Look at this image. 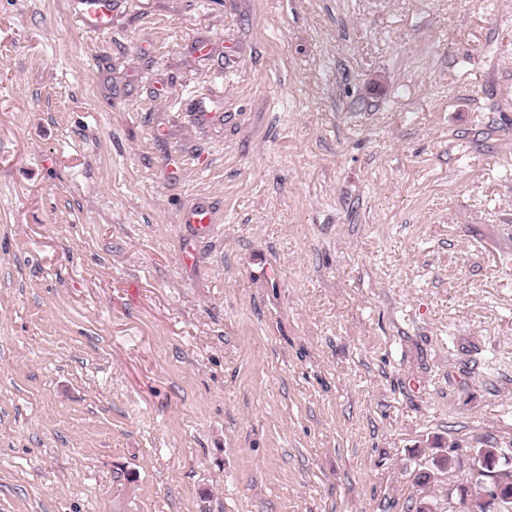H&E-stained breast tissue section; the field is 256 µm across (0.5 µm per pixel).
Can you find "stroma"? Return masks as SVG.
<instances>
[{
	"label": "stroma",
	"mask_w": 512,
	"mask_h": 512,
	"mask_svg": "<svg viewBox=\"0 0 512 512\" xmlns=\"http://www.w3.org/2000/svg\"><path fill=\"white\" fill-rule=\"evenodd\" d=\"M113 2L0 0V512H460L512 455V0ZM75 16L83 27L106 29L112 19V0H74ZM183 223L190 224L200 238H207L214 232L215 211L210 202L197 201L189 205L182 214ZM475 451L478 454V466L482 469V471L480 472L479 476L473 480L469 469L465 478L468 486L457 487V490L460 491V499L461 493L465 494L469 491L470 495L474 496V501L476 502V508L478 511L472 512H486L482 505L477 502L480 490L482 488L481 484L494 483L501 488V493L504 497L512 499V473L511 471L502 473L500 470H496L499 467L503 454L500 448H497L494 445H489L487 448H475ZM478 466L477 464L471 463L474 475L478 474ZM491 480L493 481L489 482Z\"/></svg>",
	"instance_id": "obj_1"
}]
</instances>
